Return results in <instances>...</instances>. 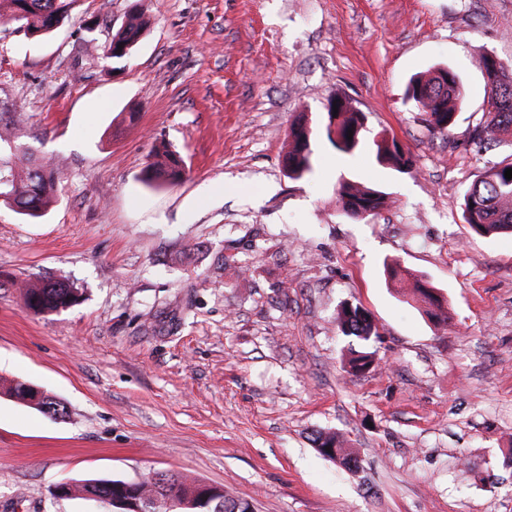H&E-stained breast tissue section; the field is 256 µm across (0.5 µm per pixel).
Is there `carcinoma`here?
<instances>
[{
  "label": "carcinoma",
  "instance_id": "carcinoma-1",
  "mask_svg": "<svg viewBox=\"0 0 512 512\" xmlns=\"http://www.w3.org/2000/svg\"><path fill=\"white\" fill-rule=\"evenodd\" d=\"M79 0H0V24L15 23L24 35L38 37L51 33L72 18ZM148 27V21L134 7L126 15L120 29L110 41L98 45L94 40L83 39L72 49L73 66L79 67L99 58L119 62L126 58L139 42ZM491 100L489 119L483 129L486 138L501 143L512 137V64L500 61L486 79ZM405 97L426 115L425 122L435 134L448 135L455 123L456 112L465 105L466 88L462 80L446 67H435L425 75L410 79ZM338 113H333V107ZM366 116L352 112L336 96L329 102L327 121L318 129L300 118L291 128L292 149L288 151V176L300 180L313 171L316 141L326 140L342 155L353 156L364 151L382 166L395 162L406 168L412 165L411 156L403 151L394 138L367 137ZM0 177H8L9 192L1 204L14 208L30 218L45 214L57 191L54 171L38 157L31 146L18 144L9 127L0 126ZM184 159L179 151L166 142L160 143L144 170L145 184L152 186L178 180L184 171ZM512 169V159L504 160L488 170L482 178L471 184L464 195L462 217L471 231L483 237L512 233V179L505 178V170ZM387 200V193L358 181L342 177L336 185V201L342 214L350 220L363 218L366 212L376 214ZM385 272L392 278L401 277L412 281L407 297L425 306L426 314L438 326H446L451 320L444 298L433 294L428 282L406 269L385 264ZM25 303L35 312L65 310L79 300L78 289L61 280H46L25 286ZM336 321L339 331L350 338L347 366L352 373H362L375 362L371 343L379 336L378 327L366 309L357 305H342ZM42 413L54 418L67 415V407L61 402L42 395L35 405ZM311 441L324 458L339 464L351 474L361 468V460L351 448L343 447L334 432L316 431ZM126 484L120 479H88L82 485L64 483L66 496L80 492L114 497L119 486ZM201 482L182 474L153 472L133 484L138 500L162 499L170 503L172 512H236L238 500L228 497L224 488L211 486L212 494L193 508L182 504Z\"/></svg>",
  "mask_w": 512,
  "mask_h": 512
}]
</instances>
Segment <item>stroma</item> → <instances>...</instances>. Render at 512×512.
<instances>
[{
	"instance_id": "1",
	"label": "stroma",
	"mask_w": 512,
	"mask_h": 512,
	"mask_svg": "<svg viewBox=\"0 0 512 512\" xmlns=\"http://www.w3.org/2000/svg\"><path fill=\"white\" fill-rule=\"evenodd\" d=\"M151 20L127 60L77 69L131 7ZM512 63V0H81L35 40L0 26V121L58 179L39 219L0 206V512H99L60 482L185 474L255 512H512V236L484 238L463 196L512 145L479 138V51ZM445 65L467 88L448 137L404 92ZM343 96L409 151L398 173L324 140L289 178L299 116ZM186 174L149 186L157 140ZM348 172L388 195L341 215ZM397 261L444 295L435 325L384 275ZM80 302L34 313L23 287ZM367 309L377 363L348 375L336 313ZM26 380L51 419L9 396ZM339 434L350 474L313 447ZM25 303L35 312L65 310L79 300L78 288L61 280H46L24 287ZM27 382L28 381L23 380L13 381L12 384L8 387L7 392L11 397L24 401V403L30 407H33L34 405L32 404H36L40 398V389L35 385L26 384ZM25 384L26 387L30 388L31 392L35 395V398L30 400L32 404L26 402ZM33 408L39 409L42 413L54 418H63L67 415V407L65 405L50 398L43 392L41 400Z\"/></svg>"
}]
</instances>
